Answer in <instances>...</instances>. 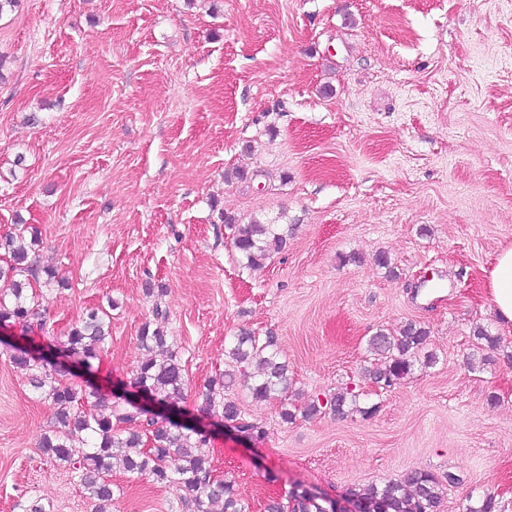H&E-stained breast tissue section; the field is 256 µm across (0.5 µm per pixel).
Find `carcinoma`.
<instances>
[{
  "instance_id": "obj_1",
  "label": "carcinoma",
  "mask_w": 512,
  "mask_h": 512,
  "mask_svg": "<svg viewBox=\"0 0 512 512\" xmlns=\"http://www.w3.org/2000/svg\"><path fill=\"white\" fill-rule=\"evenodd\" d=\"M225 226L233 230L232 245L240 261L248 268L262 266L272 254L282 251L288 240V225L272 224L252 218L241 224L231 216L221 215ZM40 241L31 236L30 245L19 243L18 235L0 236V250L9 254L10 260L0 265V279L8 280L11 287L0 294V326L19 325L29 331H44L49 318L36 296L28 295L31 282L44 280L49 286L55 280V271L42 267L32 258ZM103 308L91 307L73 325L59 351L87 369L101 361V351L108 335ZM476 353L473 357L485 363L489 352L497 349L499 338L479 327L474 331ZM429 338L427 328L406 323L398 333L377 332L369 339V350L383 359V364L369 371L371 380L386 389L408 376ZM142 349L152 354L135 370L133 387L160 406L173 409L183 398L187 375L175 346L160 327L146 322L139 336ZM237 364L256 362L259 378L250 390L254 399L269 400L288 391V366L279 361L275 341L271 336L260 339L244 332L237 337L229 352ZM11 363L29 372L30 385L49 402L55 411L61 429L44 434L39 443L42 452L51 459L72 467L88 499L98 503L99 512H107L112 505L113 460L121 457L125 471L147 475L153 482L176 491L181 512H212L218 502L224 512H246L248 506L237 497L232 485L211 477V460L206 451L205 434L170 416H148L136 412L124 402L98 388L79 390L53 376L43 359L15 348ZM234 374L226 371L204 384L201 393L208 413L216 408L217 396L224 387L232 385ZM362 392L345 389L334 394L323 404L311 399L301 407V416L311 418L325 406L338 415L358 412L368 416L375 406L362 408ZM444 494L442 481L427 471H410L399 481H388L382 486L370 485L352 489L349 499L361 507V512H438ZM329 512L326 500L306 491L291 490L287 505L274 500L267 512Z\"/></svg>"
}]
</instances>
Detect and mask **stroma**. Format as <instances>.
Masks as SVG:
<instances>
[{
  "instance_id": "1",
  "label": "stroma",
  "mask_w": 512,
  "mask_h": 512,
  "mask_svg": "<svg viewBox=\"0 0 512 512\" xmlns=\"http://www.w3.org/2000/svg\"><path fill=\"white\" fill-rule=\"evenodd\" d=\"M223 212L292 225L286 248L244 267ZM20 225L64 283L48 330L0 343V512H95L41 452L54 410L10 361L91 306L111 309L103 360L67 383L129 385L166 309L178 406L248 512L410 470L446 480L440 512L487 492L512 512V325L484 278L512 244V0H18L0 13V236ZM410 321L436 361L379 388L368 340ZM480 326L500 344L475 367ZM244 331L274 337L291 378L285 401L252 398L251 365L225 390L258 440L201 411ZM352 386L370 418H281ZM112 488L110 512H178L148 476L118 466Z\"/></svg>"
}]
</instances>
